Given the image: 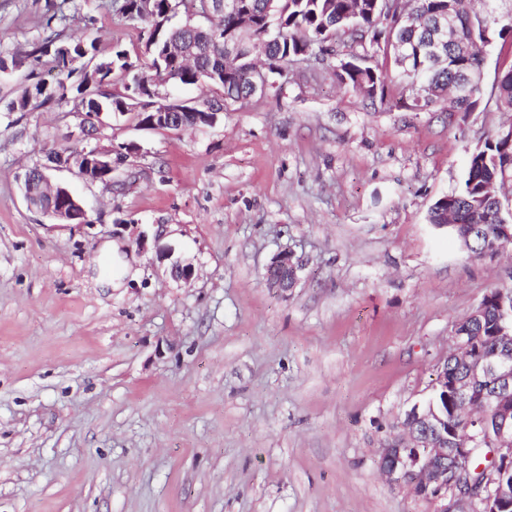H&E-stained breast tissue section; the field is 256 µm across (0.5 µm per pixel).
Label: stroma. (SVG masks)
I'll return each instance as SVG.
<instances>
[{"label":"stroma","mask_w":512,"mask_h":512,"mask_svg":"<svg viewBox=\"0 0 512 512\" xmlns=\"http://www.w3.org/2000/svg\"><path fill=\"white\" fill-rule=\"evenodd\" d=\"M49 14L0 0V48L32 50ZM59 31L134 58L147 33L108 0ZM350 50L288 62L242 102L168 84L224 104L183 131L129 112L88 136L71 103L11 112L23 74L0 73V512H433L376 457L455 324L512 288V246L476 258L427 220L512 112L365 98L336 81ZM124 144L111 182L53 174L89 223L28 208L23 175L48 151ZM111 241L119 258H101ZM284 249L285 292L264 284Z\"/></svg>","instance_id":"35a3bbf8"}]
</instances>
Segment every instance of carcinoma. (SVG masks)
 Segmentation results:
<instances>
[{"instance_id": "carcinoma-1", "label": "carcinoma", "mask_w": 512, "mask_h": 512, "mask_svg": "<svg viewBox=\"0 0 512 512\" xmlns=\"http://www.w3.org/2000/svg\"><path fill=\"white\" fill-rule=\"evenodd\" d=\"M474 0H281L276 28L268 38L265 59L268 72L281 73L290 61L331 54L334 35L356 44H367L361 53H351L340 60L335 70L337 81L373 99L385 94L389 76L374 62L378 53L406 55L401 67L402 92L409 93L407 107L418 112L452 93L457 83L484 69L487 49L496 43L506 45L512 52V16L505 18L494 8V0H484L485 9L479 11ZM112 7L131 22L148 27L146 41L153 43L147 67L164 73L169 67L163 55L166 39L173 35L189 41H200L203 35L190 29V22L167 29L154 30L148 17L141 11L139 0H114ZM413 12L409 23L399 20L404 10ZM97 38L76 43L57 40L51 33L32 54L51 57L55 82L47 84L31 73L15 92L9 103L12 112H32L50 103H68L73 92L81 95L84 112H129L136 102L150 101L149 91L141 89L139 68L127 50L116 44L112 53L95 57ZM99 61L107 68L99 76L94 89L85 83H72L70 78L85 66ZM252 56L244 48L233 57L215 54L198 56L192 69L177 68L181 84H195L200 80H222L224 99L238 101L251 96L250 85L244 80L251 66ZM118 74L124 80L125 95L110 97L100 87L112 82ZM428 89L426 100H417L420 86ZM497 110L512 112V65L497 74L492 89ZM482 98L479 88L461 97L450 99L448 111L470 112ZM512 183V129L487 138L483 145L471 152L463 182L457 190L438 199L429 211L432 224L454 223L450 227L456 235H467L471 241L470 253L476 257L492 255L511 245L512 238L503 231V225L512 223V201L498 194V188ZM497 291L485 297V312L480 318L469 317L454 325L456 333L465 339H475L479 349L467 356L448 355V381L464 380L470 376L471 366L481 357L499 352H512V338L498 336L499 312L495 301ZM469 404L485 411V396L494 393L499 403L512 407V388L502 391L495 380H471Z\"/></svg>"}]
</instances>
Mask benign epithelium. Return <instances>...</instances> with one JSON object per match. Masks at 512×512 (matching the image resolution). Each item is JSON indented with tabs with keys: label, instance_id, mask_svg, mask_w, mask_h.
Masks as SVG:
<instances>
[{
	"label": "benign epithelium",
	"instance_id": "obj_1",
	"mask_svg": "<svg viewBox=\"0 0 512 512\" xmlns=\"http://www.w3.org/2000/svg\"><path fill=\"white\" fill-rule=\"evenodd\" d=\"M196 13L210 20L216 15L229 16L233 29L223 37L213 36L205 43L193 41H172L166 53L177 60H188L201 53L238 51L242 48L241 34L249 32L256 41L250 53L262 51L266 43L265 35L269 28L257 30L255 18L243 0H202ZM182 105L167 102L162 111L150 113L148 127L155 129L184 128L181 120ZM223 110L220 105H210L191 113L194 124H213ZM62 168L82 179L96 181L112 174V158L98 150L77 149L70 154ZM24 197L29 207L46 214L59 224H72L76 215H86L82 202L60 183L41 172L38 178H24ZM296 271L294 253L282 250L267 266L265 284L269 288L286 291L288 280L283 277L286 271ZM499 312L503 324L499 335H512V295L498 298ZM476 373L496 379L506 386L512 385V356L507 354L487 356L476 368ZM475 418L472 413L461 414L458 408L448 406L431 397L424 403L414 404L405 415L403 434L387 441L380 449L376 464L378 469L393 484L406 488L419 495L431 496L434 512H509L512 508V412L502 409L482 422L486 432H495L499 447L490 449L492 465L485 469L484 497L472 495L469 478L473 449L463 445L459 448H438L426 441L418 442V430L424 428L442 439H448V420L460 417Z\"/></svg>",
	"mask_w": 512,
	"mask_h": 512
}]
</instances>
